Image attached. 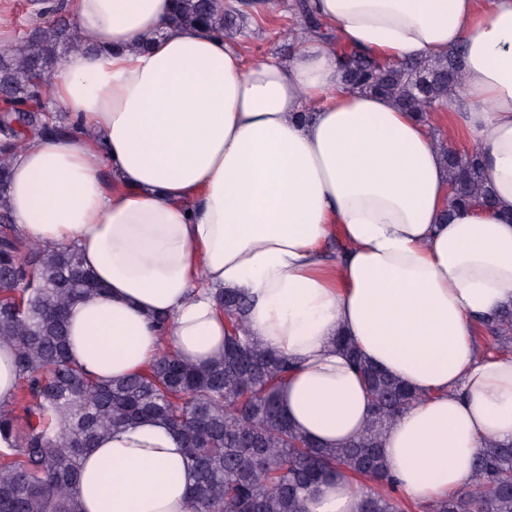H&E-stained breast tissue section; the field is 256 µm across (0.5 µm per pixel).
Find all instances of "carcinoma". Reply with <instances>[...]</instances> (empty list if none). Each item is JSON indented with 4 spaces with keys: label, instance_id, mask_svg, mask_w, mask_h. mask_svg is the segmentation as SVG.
Masks as SVG:
<instances>
[{
    "label": "carcinoma",
    "instance_id": "1",
    "mask_svg": "<svg viewBox=\"0 0 512 512\" xmlns=\"http://www.w3.org/2000/svg\"><path fill=\"white\" fill-rule=\"evenodd\" d=\"M172 22L195 30H235L241 11L217 0H174ZM299 28L329 37L306 0L293 5ZM51 23L0 49V338L15 341L19 388L0 406V512H81L80 465L97 439L145 418L167 423L187 448L196 483L192 512H305L309 491L329 473L346 469L374 482L363 512H405L385 471L382 437L417 395L373 368L346 339L338 344L372 396L365 432L341 448H322L279 410V390L292 364L264 348L246 327L247 302L233 293L219 303L231 330L224 357L197 367L163 351L147 371L118 382L93 378L67 353V311L97 291L77 246L30 244L7 206L14 157L27 136L64 138L75 132L41 92L63 56L79 43L57 9ZM342 82L393 99L426 118L462 88L460 54L390 62L344 45ZM451 176L448 213L491 206L480 154L444 149ZM500 352L512 351V305L483 320ZM474 482L428 506L427 512H512V444L486 441L474 461Z\"/></svg>",
    "mask_w": 512,
    "mask_h": 512
}]
</instances>
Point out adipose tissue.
<instances>
[{"instance_id": "adipose-tissue-1", "label": "adipose tissue", "mask_w": 512, "mask_h": 512, "mask_svg": "<svg viewBox=\"0 0 512 512\" xmlns=\"http://www.w3.org/2000/svg\"><path fill=\"white\" fill-rule=\"evenodd\" d=\"M65 5L82 47L45 92L84 133L28 140L8 205L29 240L76 245L102 286L70 309L71 360L104 382L166 346L210 365L226 329L214 295L236 292L250 334L294 363L280 409L310 441L341 447L371 416L334 344L344 335L420 394L382 440L403 499L470 486L481 444L512 442V357L475 342L480 320L512 303V0H312L352 48L399 62L463 49L444 119L449 138L477 145L497 204L448 221L449 174L427 123L343 85L321 37L289 62L249 65L223 34L172 25L173 0ZM194 481L173 431L143 420L84 457L80 508L192 512ZM368 489L340 472L306 512H361Z\"/></svg>"}]
</instances>
